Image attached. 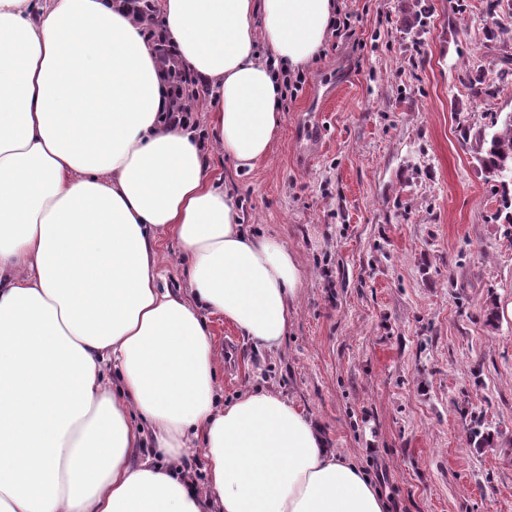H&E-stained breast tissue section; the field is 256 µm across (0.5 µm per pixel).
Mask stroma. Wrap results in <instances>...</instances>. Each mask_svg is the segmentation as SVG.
Masks as SVG:
<instances>
[{"label":"stroma","instance_id":"1","mask_svg":"<svg viewBox=\"0 0 512 512\" xmlns=\"http://www.w3.org/2000/svg\"><path fill=\"white\" fill-rule=\"evenodd\" d=\"M336 0L282 104L269 155L237 171L207 142L244 223L302 272L276 351L210 317L225 401L270 389L317 422L389 512H512V224L479 162L512 86V0Z\"/></svg>","mask_w":512,"mask_h":512}]
</instances>
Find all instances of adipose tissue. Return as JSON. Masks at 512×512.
Instances as JSON below:
<instances>
[{"label": "adipose tissue", "mask_w": 512, "mask_h": 512, "mask_svg": "<svg viewBox=\"0 0 512 512\" xmlns=\"http://www.w3.org/2000/svg\"><path fill=\"white\" fill-rule=\"evenodd\" d=\"M335 11L157 0L147 22L138 0H0V512H387L292 400L222 402L204 311L276 350L302 275L169 121L162 63L209 88L247 172L282 125L280 70L317 56ZM168 238L180 293L159 285ZM196 446L204 493L182 464Z\"/></svg>", "instance_id": "adipose-tissue-1"}]
</instances>
